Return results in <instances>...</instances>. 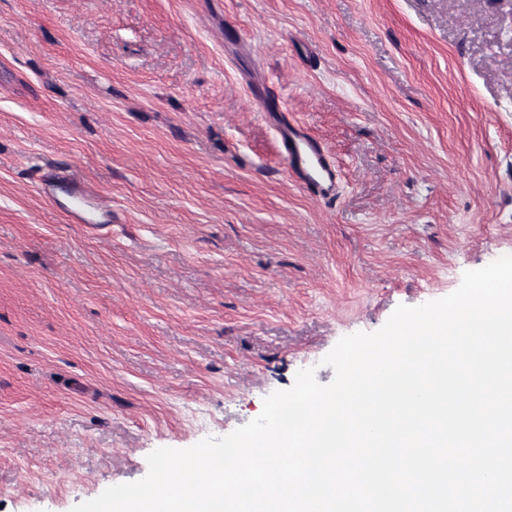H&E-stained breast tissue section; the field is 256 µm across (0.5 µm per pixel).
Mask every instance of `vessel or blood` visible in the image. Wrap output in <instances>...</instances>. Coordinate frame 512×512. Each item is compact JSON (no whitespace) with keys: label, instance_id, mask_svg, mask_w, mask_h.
<instances>
[{"label":"vessel or blood","instance_id":"vessel-or-blood-1","mask_svg":"<svg viewBox=\"0 0 512 512\" xmlns=\"http://www.w3.org/2000/svg\"><path fill=\"white\" fill-rule=\"evenodd\" d=\"M290 176L308 193L323 198L333 197L336 187V168L320 142L298 124H288L279 130ZM67 187L76 196L95 200L96 194L84 182L72 177L46 178L41 182L44 193H54Z\"/></svg>","mask_w":512,"mask_h":512}]
</instances>
